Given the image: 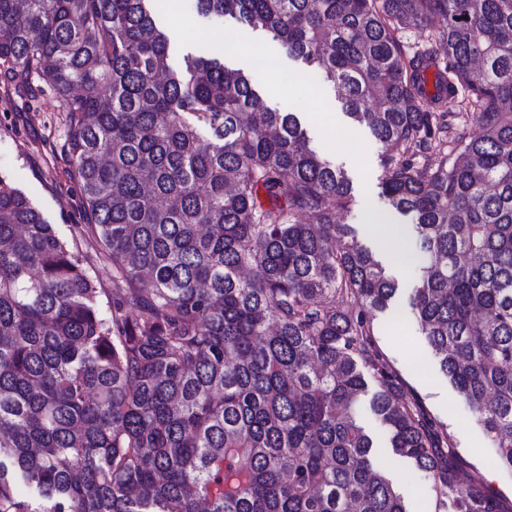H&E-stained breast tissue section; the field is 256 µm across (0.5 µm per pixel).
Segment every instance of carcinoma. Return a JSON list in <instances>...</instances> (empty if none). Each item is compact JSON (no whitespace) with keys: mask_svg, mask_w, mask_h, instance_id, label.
Segmentation results:
<instances>
[{"mask_svg":"<svg viewBox=\"0 0 512 512\" xmlns=\"http://www.w3.org/2000/svg\"><path fill=\"white\" fill-rule=\"evenodd\" d=\"M147 2L0 0V74L60 99L87 216L69 242L0 173V512H407L367 395L450 512H512L373 337L397 284L336 223L349 183L240 71L173 70ZM197 6L268 32L382 144L422 253L411 310L512 471V0ZM435 16L429 96L435 49L410 57L400 32Z\"/></svg>","mask_w":512,"mask_h":512,"instance_id":"obj_1","label":"carcinoma"}]
</instances>
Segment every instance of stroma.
<instances>
[{
    "instance_id": "stroma-1",
    "label": "stroma",
    "mask_w": 512,
    "mask_h": 512,
    "mask_svg": "<svg viewBox=\"0 0 512 512\" xmlns=\"http://www.w3.org/2000/svg\"><path fill=\"white\" fill-rule=\"evenodd\" d=\"M172 12L154 10L158 27L170 40V64L181 68L189 55L218 54L226 67L243 72L266 104L300 118L312 147L340 169L351 186L353 205L342 221L355 232L387 266L398 283V291L387 312L373 319L375 338L395 370L407 396H416L437 423L443 425L463 466L492 491L512 499V473L499 465L490 439L466 402L440 372L409 306V294L420 276L416 261V233L410 217L397 213L382 196L385 170L382 146L367 126L349 118L331 86L307 76L303 60L290 56L267 32L236 22L199 14L195 0H173ZM247 35L256 45L270 47L274 67L282 84L273 90L263 66L248 63L236 52L231 40ZM315 87L318 96H300L302 86ZM9 98L10 111H0V172L20 188L55 224L61 234L84 216L79 193L64 152L67 114L51 91L34 95L15 92L0 83V98ZM329 110L336 115L334 129H326L317 118ZM381 217L402 225L401 240H383L370 234V218ZM375 466L388 474L403 494L407 512H437L429 481L412 465L392 459L387 448H378Z\"/></svg>"
}]
</instances>
